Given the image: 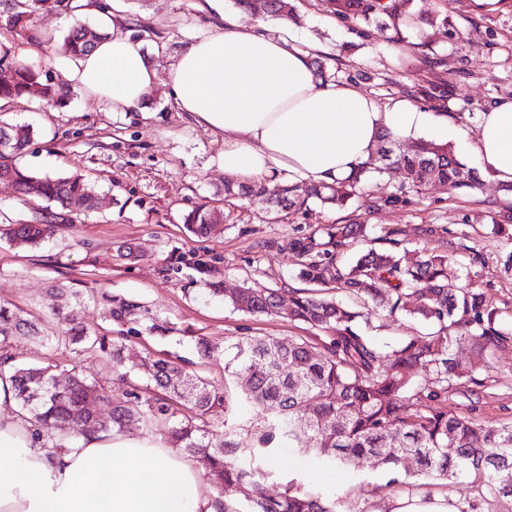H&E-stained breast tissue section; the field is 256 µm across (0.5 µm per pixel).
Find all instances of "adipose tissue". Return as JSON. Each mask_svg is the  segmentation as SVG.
Wrapping results in <instances>:
<instances>
[{
	"label": "adipose tissue",
	"instance_id": "obj_1",
	"mask_svg": "<svg viewBox=\"0 0 512 512\" xmlns=\"http://www.w3.org/2000/svg\"><path fill=\"white\" fill-rule=\"evenodd\" d=\"M77 2L78 17H98L107 36L69 60L65 78L113 111L148 114L159 76L143 41L92 0ZM165 80L186 119L223 135L218 163L241 182L333 183L367 161L383 133L403 141L466 135L447 113L405 99L382 106L354 84L316 80L287 35L221 13ZM473 149L485 175L512 183V101L483 113ZM213 496L193 461L151 436L108 431L70 448L42 445L16 407L9 373L0 374V512H215Z\"/></svg>",
	"mask_w": 512,
	"mask_h": 512
}]
</instances>
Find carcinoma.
I'll return each mask as SVG.
<instances>
[{
	"label": "carcinoma",
	"mask_w": 512,
	"mask_h": 512,
	"mask_svg": "<svg viewBox=\"0 0 512 512\" xmlns=\"http://www.w3.org/2000/svg\"><path fill=\"white\" fill-rule=\"evenodd\" d=\"M326 12L363 31L373 23L391 21V41L405 43L421 23L436 19L412 11L413 0H322ZM73 0H0V23L24 42L35 46L41 61L16 54L0 55V100L36 97L49 107H64L73 94L62 73L45 61L71 59L91 51L104 33L84 22L53 39L35 24L45 12L73 14ZM293 0H265L263 13L287 20ZM134 36L157 42L160 34L140 18L129 22ZM450 82L432 83L424 100L441 105ZM36 136L30 124H0V181L16 189L18 199L34 209L25 223L0 226V238L16 246H39L54 238L58 225L74 223L69 206L77 200L84 212L103 206L95 185L84 175H49L33 172L20 163ZM402 170L404 180L374 200L376 210L402 208L410 195L421 193L432 181L448 190H475L478 171L461 162L442 144L420 141L411 152L400 151L388 134L376 152L351 176L333 184L311 185L303 196L295 184L265 180L243 184L224 178V200L247 199L269 213H292L311 202L337 210L347 209L366 185L388 170ZM224 223V212L202 204L183 216L186 231L208 236ZM359 222L324 224L284 244L270 241L266 249L287 250L296 258L295 277L303 288H254L244 285L229 297L233 309L304 323L317 336H291L283 342L271 336H249L224 346L192 336L200 359L225 356L224 385L217 386L192 369L181 357L148 354L130 364L125 343L146 336L169 337L180 332L169 318L141 301L106 290L91 295L102 308L110 328L76 317L85 304L82 288L65 283L51 291L66 299L43 318L0 303V365L13 364L11 374L16 402L38 425L43 437L63 447L64 442L98 431L122 432L133 417L121 402L112 401L84 364L83 355L123 377L142 375L147 384L133 386L129 397L139 404L138 415L149 430L161 431L173 447L199 458L205 477L217 492L219 512H338L336 501L324 498L293 480L276 497L265 493L268 476L260 458L276 444L314 456L331 465L348 461L375 471L385 470L390 482L420 490L436 481L447 486L473 479L479 503L458 512H487L504 498L512 499V423L482 425L448 410L440 393L460 380L483 386L481 371L490 367L497 351L509 339V329L485 293L467 282L448 280V251L417 249L402 259L396 228L385 231L387 248L370 247L353 258L347 249L367 238ZM341 290L352 299L346 304L329 295ZM398 321L409 316L424 325V333L410 335L385 349L372 342L361 327L371 317ZM28 339L64 347L75 354L69 384L55 386L54 365L19 366L6 350L9 340ZM472 347V358L459 360L454 349ZM432 377L422 385L416 367ZM106 401L109 417H97L95 404ZM240 405L260 407L265 416L246 434L225 432L224 444L207 436L210 419L224 420ZM419 465L414 474L402 469L406 457Z\"/></svg>",
	"instance_id": "obj_1"
}]
</instances>
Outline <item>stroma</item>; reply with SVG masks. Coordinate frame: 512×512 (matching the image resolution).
<instances>
[{
  "mask_svg": "<svg viewBox=\"0 0 512 512\" xmlns=\"http://www.w3.org/2000/svg\"><path fill=\"white\" fill-rule=\"evenodd\" d=\"M121 18L137 15L159 29L161 44H146L150 61L166 71L190 42L206 34L211 16L199 0H112ZM415 11L447 15L448 27H422L410 43L394 44L387 28H367L359 34L326 13L321 0H296V15L288 25L263 14L238 11L224 0L226 14L246 26L270 30L287 28L289 38L311 53L329 57L339 81H355L366 95L386 106L404 98L425 108L421 92L450 73L459 78L449 89L446 111L468 134H475L482 112L497 102L512 100V0L487 9L476 0H414ZM0 119L32 123L38 131L22 159L23 166L48 174L78 171L106 196L105 207L84 214L72 206L73 223L60 225L49 243L17 247L0 240V302L12 303L35 316L47 315L59 299L50 287L75 279L130 296L167 316L179 329L223 344L243 336H308L312 330L265 315H248L214 296L210 281L224 290L255 282L270 288L295 287V257L288 251L262 250L267 240L280 242L321 224L343 220V213L320 204L272 218L262 205L225 201L224 172L217 158L224 150L220 135L179 115L159 86L150 118L122 113L97 98L76 93L61 109L25 99L0 105ZM223 208L220 232L190 235L182 217L202 203ZM512 205L500 184L483 180L478 191L449 192L429 183L410 204L398 210L372 211L360 201L358 220L372 236L384 229L402 232L408 249L452 247L448 277L469 279L485 292L512 327V239L495 232L493 213ZM434 226L432 237L421 230ZM131 247L134 259L120 258L119 248ZM201 259L210 276H194L177 268V257ZM16 362L55 367L66 379L73 359L69 351L27 339L12 340ZM180 356L196 360L197 372L212 381L224 379L223 356L197 360L190 344L158 336L127 343L126 353ZM449 410L481 424L512 423V341L498 351L487 372L485 387L476 392L452 386ZM267 494L277 495L287 479L295 478L324 497L338 500L339 512H390L393 501L409 495L404 486L390 484L384 471L354 466H321L291 448L280 449L266 464Z\"/></svg>",
  "mask_w": 512,
  "mask_h": 512,
  "instance_id": "1",
  "label": "stroma"
}]
</instances>
